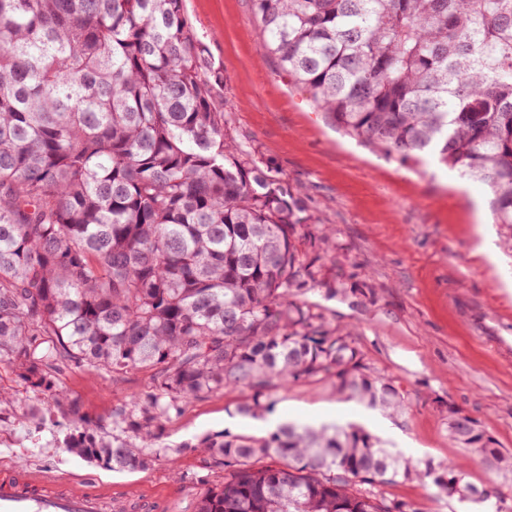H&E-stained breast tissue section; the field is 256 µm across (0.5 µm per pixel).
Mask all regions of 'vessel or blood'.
Segmentation results:
<instances>
[{
    "instance_id": "1",
    "label": "vessel or blood",
    "mask_w": 512,
    "mask_h": 512,
    "mask_svg": "<svg viewBox=\"0 0 512 512\" xmlns=\"http://www.w3.org/2000/svg\"><path fill=\"white\" fill-rule=\"evenodd\" d=\"M132 503L87 490L77 479L0 470V512H131Z\"/></svg>"
}]
</instances>
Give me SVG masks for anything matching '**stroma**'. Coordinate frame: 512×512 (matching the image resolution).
I'll list each match as a JSON object with an SVG mask.
<instances>
[{
    "label": "stroma",
    "instance_id": "35a3bbf8",
    "mask_svg": "<svg viewBox=\"0 0 512 512\" xmlns=\"http://www.w3.org/2000/svg\"><path fill=\"white\" fill-rule=\"evenodd\" d=\"M184 11L224 75L231 138L301 188L311 233L332 231L323 273L336 292L318 286L302 302L332 325L357 328L365 366L399 387L405 408H367L340 397L332 379L316 378L279 389L274 414L253 420L235 413L248 396L240 388L171 416L147 469L112 472L62 448L69 427L59 414L30 417L40 395L2 363L0 388L14 401L0 407V467L76 477L91 490L151 500L153 512H195L191 478L206 474L205 462L172 446L219 431L262 435L281 419L337 421L364 426L419 468L466 461L467 482L496 486L502 512H512V471L489 468L448 433L449 409L460 410L512 455V353L491 342L512 336V254L499 246L488 187L431 156L386 158L334 128L274 59L260 56L250 0H185ZM57 378L107 428L113 407L149 382L144 371L115 380L73 367ZM383 492L420 512H482L429 482L402 480Z\"/></svg>",
    "mask_w": 512,
    "mask_h": 512
}]
</instances>
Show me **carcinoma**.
Listing matches in <instances>:
<instances>
[{"label": "carcinoma", "mask_w": 512, "mask_h": 512, "mask_svg": "<svg viewBox=\"0 0 512 512\" xmlns=\"http://www.w3.org/2000/svg\"><path fill=\"white\" fill-rule=\"evenodd\" d=\"M260 54L332 124L387 158L428 155L487 185L512 252V0H251ZM220 69L184 0H0V362L73 429L72 455L115 472L156 459L188 403L244 386L242 417L317 377L368 406L404 409L366 371L352 328L298 295L323 283L326 229L305 252L300 190L228 138ZM148 390L92 425L61 365ZM449 435L512 470L461 411ZM224 471L196 512H419L378 487L415 477L501 512L461 468L418 470L356 424L284 421L181 443Z\"/></svg>", "instance_id": "obj_1"}]
</instances>
